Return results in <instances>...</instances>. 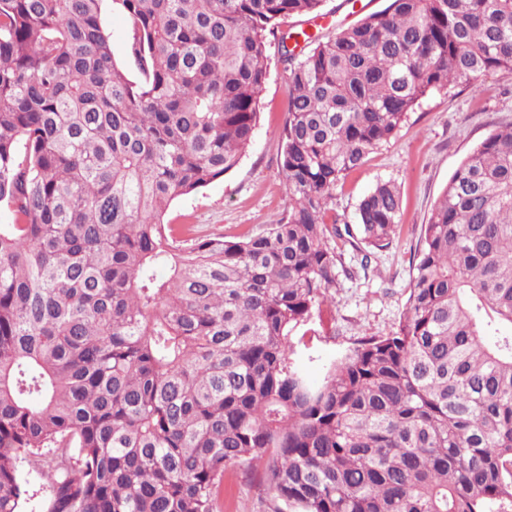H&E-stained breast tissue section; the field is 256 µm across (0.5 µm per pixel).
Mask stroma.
<instances>
[{
    "label": "stroma",
    "instance_id": "1",
    "mask_svg": "<svg viewBox=\"0 0 512 512\" xmlns=\"http://www.w3.org/2000/svg\"><path fill=\"white\" fill-rule=\"evenodd\" d=\"M388 0H324V23L348 26L384 9ZM302 16L278 21L267 47V80L250 146L239 165L195 194L174 202L167 223L185 238L221 235L231 240L257 235L279 223L286 208L281 171L280 131L288 112V70L279 34L306 26ZM512 123V78L483 76L425 98L393 138L341 180L330 203L337 222L355 224L361 199L381 181L394 183L402 197L400 228L393 244L375 252L361 268L365 246L341 243L345 272L322 317L296 328V363L307 380L321 384L330 367L364 336L387 334L404 311L416 263L421 226L461 161L499 126ZM224 512H267L269 496L260 473L246 466L228 468L219 487Z\"/></svg>",
    "mask_w": 512,
    "mask_h": 512
}]
</instances>
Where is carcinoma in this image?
<instances>
[{"label": "carcinoma", "mask_w": 512, "mask_h": 512, "mask_svg": "<svg viewBox=\"0 0 512 512\" xmlns=\"http://www.w3.org/2000/svg\"><path fill=\"white\" fill-rule=\"evenodd\" d=\"M323 2L0 0V512L34 498L22 459L43 512H217L236 464L271 512H512V123L448 181L393 330L317 388L289 338L336 287V240L396 235L391 182L354 233L327 223L336 185L428 96L512 77V0H390L282 36L283 219L191 243L164 223L249 147L275 22ZM105 24L111 36L112 49L116 61L127 68L131 79H136L138 72L127 57V45L132 34L130 19L123 13L110 8L105 13ZM18 466L21 477L26 480L30 484L31 489L36 492L35 498L30 502L26 510L28 512L42 511L45 501L50 496V486L48 482L26 461H20Z\"/></svg>", "instance_id": "carcinoma-1"}]
</instances>
